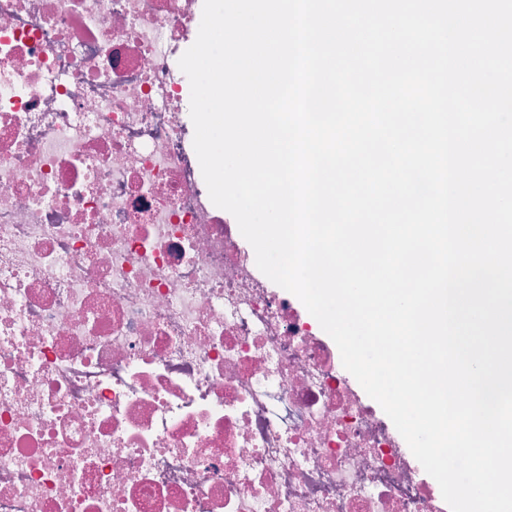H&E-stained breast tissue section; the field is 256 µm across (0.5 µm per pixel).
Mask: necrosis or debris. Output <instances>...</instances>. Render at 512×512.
Here are the masks:
<instances>
[{
	"instance_id": "1",
	"label": "necrosis or debris",
	"mask_w": 512,
	"mask_h": 512,
	"mask_svg": "<svg viewBox=\"0 0 512 512\" xmlns=\"http://www.w3.org/2000/svg\"><path fill=\"white\" fill-rule=\"evenodd\" d=\"M202 0H0V512H446L209 198Z\"/></svg>"
}]
</instances>
